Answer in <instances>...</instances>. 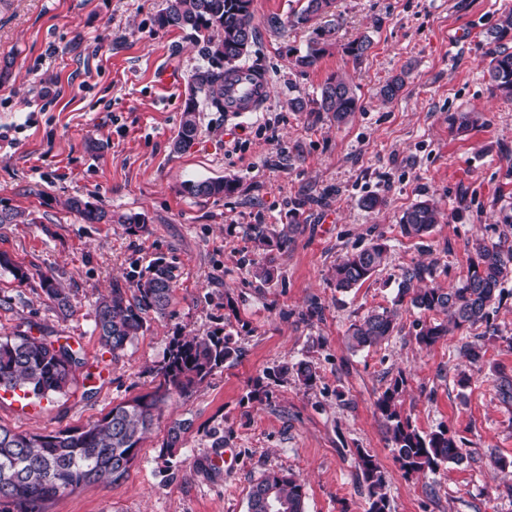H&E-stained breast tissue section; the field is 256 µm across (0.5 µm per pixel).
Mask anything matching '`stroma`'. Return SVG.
Segmentation results:
<instances>
[{
	"instance_id": "stroma-1",
	"label": "stroma",
	"mask_w": 512,
	"mask_h": 512,
	"mask_svg": "<svg viewBox=\"0 0 512 512\" xmlns=\"http://www.w3.org/2000/svg\"><path fill=\"white\" fill-rule=\"evenodd\" d=\"M167 0H0V252L25 269L54 274L74 312L62 316L38 279L0 269V337L28 334L67 343L85 364L69 390L33 415L0 398V425L23 434L84 427L112 407L154 392L173 337L221 333L238 357L191 392L172 394L118 483H93L48 501L44 512H248L252 486L286 471L303 482L306 512H368L359 453L385 476L389 512H512V401L498 396L512 377V281L486 323L422 348L415 336L433 316L400 311L389 340L356 352L346 332L368 312L391 306L400 274L433 267L439 288L458 285L466 242L497 240L496 201L512 197V101L492 94L485 34L512 0H335L312 26L270 28L297 0H253L256 38L244 64L267 77L264 106L238 118L199 115V133L176 153L185 91L198 56L187 32L153 25ZM340 21L335 41L311 68L296 66L313 27ZM369 36L362 59L347 43ZM408 70L400 96L382 100L391 76ZM343 76L361 111L336 122L299 112L289 99L318 97ZM478 112L457 132L450 117ZM236 179L224 197L188 193L191 183ZM368 195L377 211L360 207ZM80 197L117 216L141 214L145 231L86 224L68 207ZM428 199L440 221L422 239L398 220ZM298 209L301 230L287 246L255 248L251 227L280 229ZM383 238L387 263L346 292L333 280L347 253ZM173 275L165 314L118 354L104 349L94 309L113 283L137 280L154 261ZM276 268L272 282L253 274ZM318 314H310V307ZM481 350L471 364L463 346ZM317 371L311 386L295 364ZM403 378L401 413L420 433L444 428L464 460L405 475L375 402ZM187 421L179 448L162 443L173 420ZM234 451L209 469L216 443ZM506 467H497L498 459Z\"/></svg>"
}]
</instances>
